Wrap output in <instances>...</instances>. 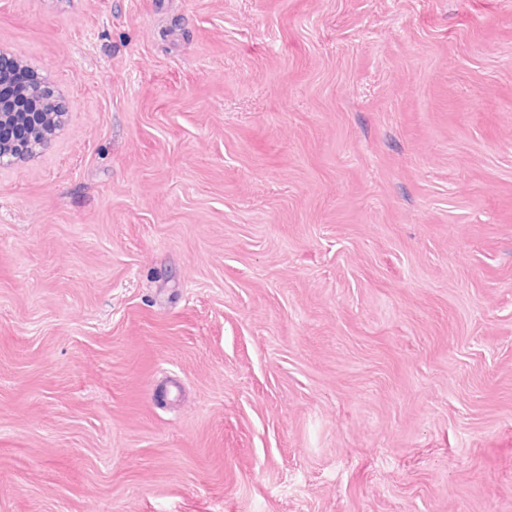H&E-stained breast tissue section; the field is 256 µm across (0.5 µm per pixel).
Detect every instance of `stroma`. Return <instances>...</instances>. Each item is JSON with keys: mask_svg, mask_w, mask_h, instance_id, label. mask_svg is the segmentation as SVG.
<instances>
[{"mask_svg": "<svg viewBox=\"0 0 512 512\" xmlns=\"http://www.w3.org/2000/svg\"><path fill=\"white\" fill-rule=\"evenodd\" d=\"M69 102L0 170V512H512V0H0Z\"/></svg>", "mask_w": 512, "mask_h": 512, "instance_id": "35a3bbf8", "label": "stroma"}]
</instances>
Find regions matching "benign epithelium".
Wrapping results in <instances>:
<instances>
[{
    "instance_id": "7a95c632",
    "label": "benign epithelium",
    "mask_w": 512,
    "mask_h": 512,
    "mask_svg": "<svg viewBox=\"0 0 512 512\" xmlns=\"http://www.w3.org/2000/svg\"><path fill=\"white\" fill-rule=\"evenodd\" d=\"M31 100L32 111L24 112L18 93L12 91L0 95L1 168L19 160L17 134L24 133L30 153H40L51 143V137L45 132L48 121L68 111L66 102L50 84L34 94Z\"/></svg>"
}]
</instances>
